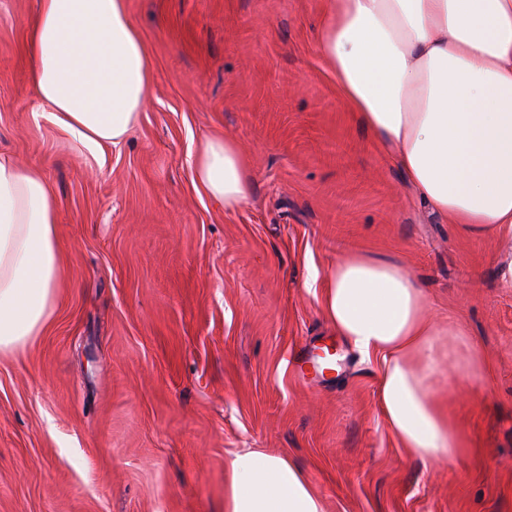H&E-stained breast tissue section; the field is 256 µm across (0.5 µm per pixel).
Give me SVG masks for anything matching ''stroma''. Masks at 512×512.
<instances>
[{"label": "stroma", "instance_id": "1", "mask_svg": "<svg viewBox=\"0 0 512 512\" xmlns=\"http://www.w3.org/2000/svg\"><path fill=\"white\" fill-rule=\"evenodd\" d=\"M153 55L147 105L92 155L34 118L27 28L0 0V153L54 190L66 265L49 323L0 356V512H224L242 448L292 459L326 512H512V288L497 244L433 215L336 89L325 0H128ZM221 134L253 182L228 213L193 184ZM382 255L458 324L481 379L434 389L465 449L425 463L376 405L311 271Z\"/></svg>", "mask_w": 512, "mask_h": 512}]
</instances>
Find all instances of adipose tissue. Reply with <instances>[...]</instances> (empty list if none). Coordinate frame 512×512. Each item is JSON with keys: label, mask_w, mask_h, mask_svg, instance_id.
Here are the masks:
<instances>
[{"label": "adipose tissue", "mask_w": 512, "mask_h": 512, "mask_svg": "<svg viewBox=\"0 0 512 512\" xmlns=\"http://www.w3.org/2000/svg\"><path fill=\"white\" fill-rule=\"evenodd\" d=\"M37 114L92 151L118 144L154 80L127 0H40L27 35ZM337 88L373 142L434 213L512 240V0H327L319 40ZM195 185L237 211L252 177L238 146L207 138ZM65 263L45 175L0 157V354L48 323ZM323 310L362 359L379 360L378 407L422 462L455 459L462 437L436 399L445 344L422 287L398 262L354 253L322 281ZM224 512H325L292 460L246 448L227 465Z\"/></svg>", "instance_id": "obj_1"}]
</instances>
